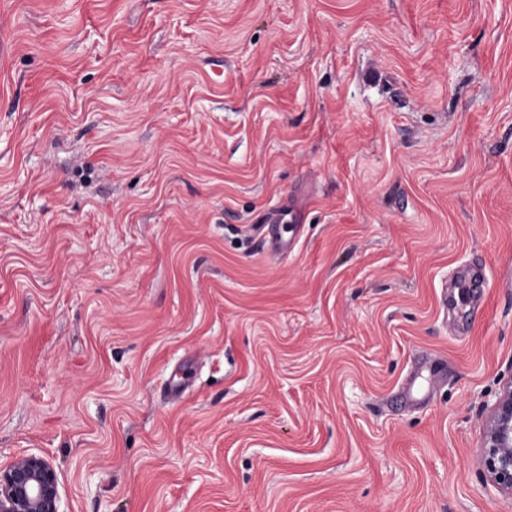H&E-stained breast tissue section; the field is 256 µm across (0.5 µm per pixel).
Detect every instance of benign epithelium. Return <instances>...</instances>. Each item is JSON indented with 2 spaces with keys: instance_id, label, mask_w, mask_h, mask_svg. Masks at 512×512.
<instances>
[{
  "instance_id": "benign-epithelium-1",
  "label": "benign epithelium",
  "mask_w": 512,
  "mask_h": 512,
  "mask_svg": "<svg viewBox=\"0 0 512 512\" xmlns=\"http://www.w3.org/2000/svg\"><path fill=\"white\" fill-rule=\"evenodd\" d=\"M482 454L491 483L512 495V385L493 405ZM0 512H60V489L53 464L36 453L0 465Z\"/></svg>"
}]
</instances>
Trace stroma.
<instances>
[{"instance_id":"stroma-1","label":"stroma","mask_w":512,"mask_h":512,"mask_svg":"<svg viewBox=\"0 0 512 512\" xmlns=\"http://www.w3.org/2000/svg\"><path fill=\"white\" fill-rule=\"evenodd\" d=\"M511 381L512 0H0V464L62 512H512ZM482 454L491 483L512 495V385L493 405L484 432ZM0 512H60V489L53 464L31 453L0 465Z\"/></svg>"}]
</instances>
